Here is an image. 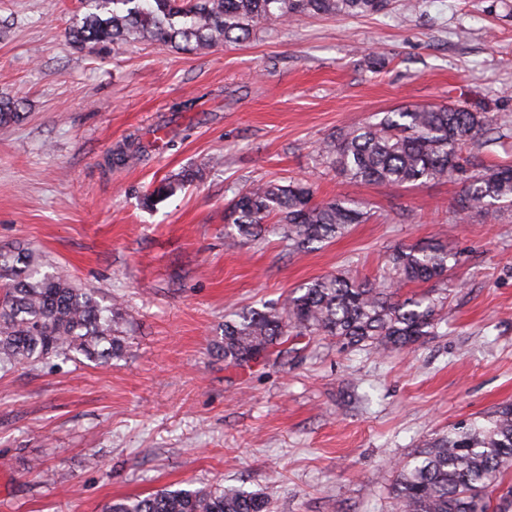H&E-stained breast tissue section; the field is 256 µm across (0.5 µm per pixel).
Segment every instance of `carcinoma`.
Instances as JSON below:
<instances>
[{"label":"carcinoma","mask_w":512,"mask_h":512,"mask_svg":"<svg viewBox=\"0 0 512 512\" xmlns=\"http://www.w3.org/2000/svg\"><path fill=\"white\" fill-rule=\"evenodd\" d=\"M84 12L69 27L80 49L147 41L182 51L241 44L254 28L302 16H363L383 12L388 0H81ZM21 118L20 104L0 99V126ZM496 120L458 104L409 105L326 138L324 164L352 180L401 187L419 180L457 182L455 212H477L495 221L496 204L512 205V166L480 167L463 155L495 141ZM140 145L117 147L112 163L126 165ZM194 174L161 183L144 199L152 208L173 196ZM367 204L318 199L307 180L259 181L235 194L229 210L237 236L258 240L277 229L288 248L301 253L360 224ZM457 262L438 241L393 250L381 279L357 281L330 274L283 303L237 311L224 320L212 350L233 367H249L288 338L332 337L350 346L397 351L418 343L439 323L443 298L429 293L401 297L407 283H442ZM122 304L101 305L58 271L42 270L29 249L0 252V366L40 358L106 363L125 354V338L113 329ZM512 468V404L482 419L462 422L397 468L392 494L399 512H512V491L497 495ZM269 498L238 489H169L126 497L104 512H269Z\"/></svg>","instance_id":"carcinoma-1"}]
</instances>
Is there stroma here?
Instances as JSON below:
<instances>
[{
  "label": "stroma",
  "instance_id": "obj_1",
  "mask_svg": "<svg viewBox=\"0 0 512 512\" xmlns=\"http://www.w3.org/2000/svg\"><path fill=\"white\" fill-rule=\"evenodd\" d=\"M82 13L80 0H0V98L23 112L0 127V251L34 248L100 304L122 297L126 353L0 370V512H101L206 485L265 493L271 512H393L398 465L512 402V211L462 218L461 184L356 182L317 147L410 104L512 125V0H392L191 54L74 48ZM133 139L147 154L108 165ZM184 170L189 186L143 207ZM290 177L366 202L369 219L300 254L278 234L227 236L238 191ZM431 239L459 263L418 345L305 338L250 370L212 354L231 311L328 274L378 276L393 248Z\"/></svg>",
  "mask_w": 512,
  "mask_h": 512
}]
</instances>
